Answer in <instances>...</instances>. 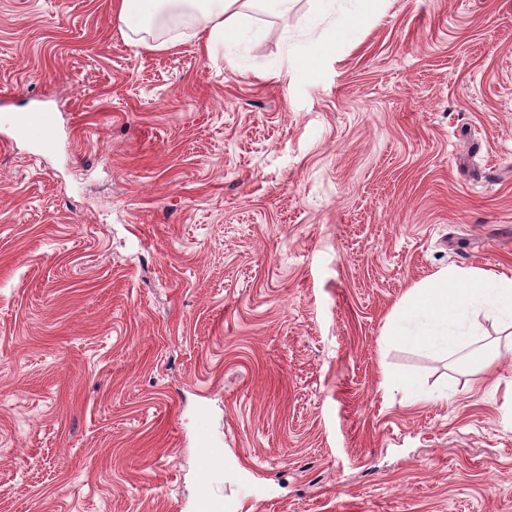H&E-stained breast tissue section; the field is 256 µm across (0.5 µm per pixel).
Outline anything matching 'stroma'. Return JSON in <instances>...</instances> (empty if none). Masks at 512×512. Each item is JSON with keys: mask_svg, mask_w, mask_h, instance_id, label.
I'll list each match as a JSON object with an SVG mask.
<instances>
[{"mask_svg": "<svg viewBox=\"0 0 512 512\" xmlns=\"http://www.w3.org/2000/svg\"><path fill=\"white\" fill-rule=\"evenodd\" d=\"M113 2L0 0V512H201L202 413L227 512H512V343L383 338L439 269L512 276V0L209 53ZM10 122L16 136L48 145L55 117L51 112H27L11 117Z\"/></svg>", "mask_w": 512, "mask_h": 512, "instance_id": "1", "label": "stroma"}]
</instances>
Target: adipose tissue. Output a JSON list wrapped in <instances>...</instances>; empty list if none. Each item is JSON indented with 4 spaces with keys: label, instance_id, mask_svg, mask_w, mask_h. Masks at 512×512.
<instances>
[{
    "label": "adipose tissue",
    "instance_id": "ef3b65f1",
    "mask_svg": "<svg viewBox=\"0 0 512 512\" xmlns=\"http://www.w3.org/2000/svg\"><path fill=\"white\" fill-rule=\"evenodd\" d=\"M295 0H118L122 27L151 31L157 17L182 8L195 16L194 36L205 50L236 43L250 32L247 13L261 9L287 20ZM492 318L512 329V277L478 267H447L409 288L390 314L386 339L490 369L501 358L496 342L480 343L478 321Z\"/></svg>",
    "mask_w": 512,
    "mask_h": 512
}]
</instances>
